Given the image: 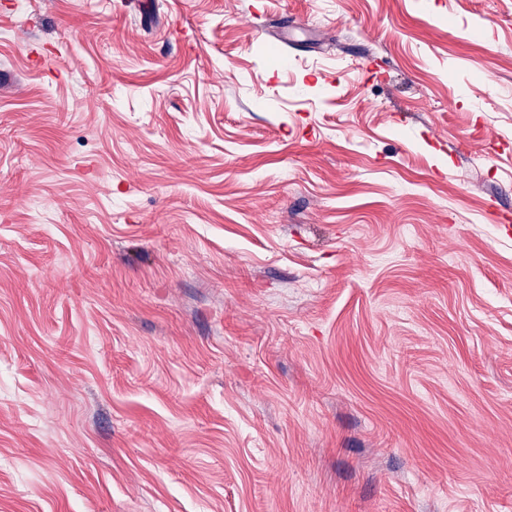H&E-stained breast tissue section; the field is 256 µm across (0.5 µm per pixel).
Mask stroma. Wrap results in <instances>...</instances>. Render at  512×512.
<instances>
[{
    "label": "stroma",
    "instance_id": "1",
    "mask_svg": "<svg viewBox=\"0 0 512 512\" xmlns=\"http://www.w3.org/2000/svg\"><path fill=\"white\" fill-rule=\"evenodd\" d=\"M149 6L0 0V512H512V0Z\"/></svg>",
    "mask_w": 512,
    "mask_h": 512
}]
</instances>
